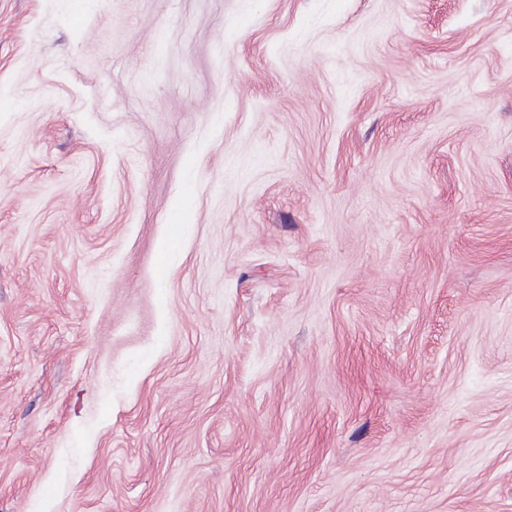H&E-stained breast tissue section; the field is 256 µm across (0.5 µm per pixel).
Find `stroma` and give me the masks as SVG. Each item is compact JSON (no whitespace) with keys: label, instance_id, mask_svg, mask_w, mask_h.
I'll use <instances>...</instances> for the list:
<instances>
[{"label":"stroma","instance_id":"35a3bbf8","mask_svg":"<svg viewBox=\"0 0 512 512\" xmlns=\"http://www.w3.org/2000/svg\"><path fill=\"white\" fill-rule=\"evenodd\" d=\"M0 90V512H512V0H0Z\"/></svg>","mask_w":512,"mask_h":512}]
</instances>
